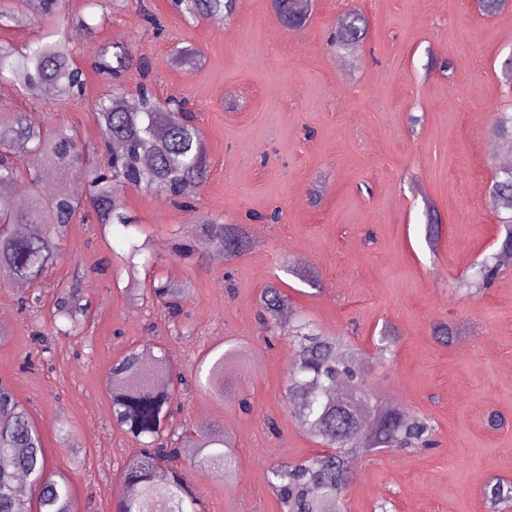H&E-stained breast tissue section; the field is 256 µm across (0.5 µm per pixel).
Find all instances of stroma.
<instances>
[{"label":"stroma","instance_id":"1","mask_svg":"<svg viewBox=\"0 0 512 512\" xmlns=\"http://www.w3.org/2000/svg\"><path fill=\"white\" fill-rule=\"evenodd\" d=\"M369 23L357 53H336L327 33L346 10ZM156 16L161 35L148 31ZM126 43L144 53L159 97L188 101L210 157L206 183L187 202L222 224L249 212L280 210V220L251 234L249 249L216 263L176 258L175 239L191 233L189 212L164 196L130 191L126 209L155 263L138 277L163 276L186 290L182 312L132 305L116 277L122 226L98 224L93 212L69 224L64 252L41 284L42 303L22 309L31 286L0 277V380L40 427L53 470L66 475L76 512H112L125 485L115 473L135 443L112 424L105 389L112 362L135 348L165 349L177 371L193 376L204 353L236 342L239 359L224 373V395L181 393L182 416L216 424L232 437L238 472L193 475L204 512H281L269 487L273 465L314 454L285 397L295 349L266 343L259 297L280 285L294 309L359 353L380 404L430 418L434 448L379 452L357 459L345 493L348 512H488L484 487L512 481V267L480 295L458 289L496 248L497 218L488 203L504 156L489 132L495 113H512L502 64L512 57V5L484 15L478 0H312L301 29L288 30L269 0H238L224 24L187 22L170 0H123L95 40L67 47L85 75L87 100L110 92L91 66L100 45ZM193 47L196 65L172 64L174 47ZM449 70H441L442 62ZM0 103L46 127L77 126L84 155L100 133L84 102L45 105L0 81ZM441 222L436 248L425 241V211ZM315 276L317 286L303 282ZM92 301L85 339L48 333L58 287ZM452 326L451 345L434 336ZM399 341L378 361L384 324ZM507 424L489 428V412ZM276 430H269L268 421ZM70 426L59 436L60 423Z\"/></svg>","mask_w":512,"mask_h":512}]
</instances>
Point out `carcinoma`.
<instances>
[{
  "mask_svg": "<svg viewBox=\"0 0 512 512\" xmlns=\"http://www.w3.org/2000/svg\"><path fill=\"white\" fill-rule=\"evenodd\" d=\"M278 17L290 28L303 27L307 10L294 11L290 0H274ZM29 6L43 21L40 36L18 50L0 45V79L5 77L37 100L50 104L63 92L74 100H85L82 72L70 59L66 30L58 19L61 0H30ZM237 0H175V8L191 19L225 21L236 10ZM368 21L358 11L342 14L332 28L330 42L347 54L363 43ZM138 66L141 82L137 107H126L125 75ZM92 66L112 81L110 93L88 105L100 131L98 150L107 157L103 167L84 161L79 132L73 125L40 127L25 112L0 108V225L8 224L11 234L0 235V267L11 276L36 284L62 256L68 224L86 207L106 227L133 224L125 203L128 189L162 194L172 201L183 198L189 184L203 185L210 175L208 151L203 133L195 125L171 116L184 111L187 101L169 97L161 100L149 78L144 58L126 44H104ZM491 135L499 146L512 152V115L497 117ZM26 146L31 162L18 168L10 159L18 145ZM75 173L86 184L83 197L60 190L44 196L45 174ZM25 181L29 201L16 206L14 185ZM493 210L509 217L503 220L505 234L491 261L482 265L463 283L471 294H479L499 271L512 264V165L496 169L489 191ZM194 232L179 240L174 253L197 263L214 253L236 256L247 250L243 224H219L194 212ZM425 238L430 246L439 239L435 211L427 217ZM151 254L147 242L128 240L126 271L134 288L133 298L154 299L175 317L181 310L182 293L160 281L139 283L134 259ZM260 309L272 323L271 334L281 333L296 347L288 376L286 399L306 432L320 446L332 448L302 460L281 462L268 471V483L284 512H347L342 493L351 476L350 459L378 448L412 452L432 445L435 427L424 417H406L390 406L370 403L368 388L359 362L341 349L333 336L292 312L288 295L271 283L262 290ZM90 305L74 288L57 289L53 304V332L65 336L84 333L90 322ZM239 357L230 343L221 353L204 355L194 375L196 385L210 395H224V371ZM142 351L132 349L111 366L108 395L116 427L138 445L124 463L120 479L136 488L133 495L114 499L113 512H199L193 486L184 469L189 462L201 470H214L224 480L234 479L237 457L230 436L204 424L176 423L178 409L174 396L188 381L177 372L166 354L152 355L144 363ZM28 478L38 489L36 506L22 497L18 478ZM494 512L512 506V482L497 481L484 488ZM0 512H72L71 485L53 472L40 429L11 387L0 381Z\"/></svg>",
  "mask_w": 512,
  "mask_h": 512,
  "instance_id": "1",
  "label": "carcinoma"
}]
</instances>
